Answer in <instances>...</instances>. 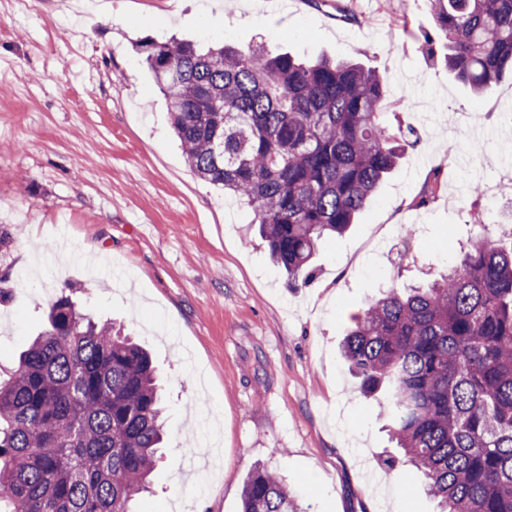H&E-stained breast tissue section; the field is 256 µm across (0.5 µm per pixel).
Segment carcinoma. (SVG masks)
I'll return each mask as SVG.
<instances>
[{
    "label": "carcinoma",
    "instance_id": "1",
    "mask_svg": "<svg viewBox=\"0 0 512 512\" xmlns=\"http://www.w3.org/2000/svg\"><path fill=\"white\" fill-rule=\"evenodd\" d=\"M448 71L474 93L512 74V0H429ZM189 168L250 207L273 263L296 287L326 237L343 235L396 167L415 128L383 119L376 70L260 46L145 38ZM342 355L382 393L392 442L441 512H512V247L482 231L424 286L368 302ZM151 356L66 294L0 375V512H130L165 435ZM242 512H302L257 467Z\"/></svg>",
    "mask_w": 512,
    "mask_h": 512
}]
</instances>
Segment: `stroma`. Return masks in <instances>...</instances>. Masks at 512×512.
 Instances as JSON below:
<instances>
[{"label":"stroma","mask_w":512,"mask_h":512,"mask_svg":"<svg viewBox=\"0 0 512 512\" xmlns=\"http://www.w3.org/2000/svg\"><path fill=\"white\" fill-rule=\"evenodd\" d=\"M171 36L359 62L417 129L355 224L321 242L310 285L290 286L252 211L189 169L133 49ZM446 53L427 0H0V367L76 284L84 310L144 343L167 434L134 512H241L257 465L306 512H437L422 473L388 467L385 406L340 344L381 290L445 270L476 225L512 226V76L474 95Z\"/></svg>","instance_id":"stroma-1"}]
</instances>
